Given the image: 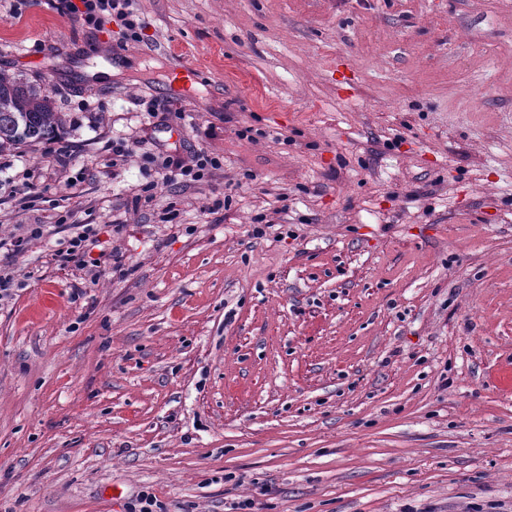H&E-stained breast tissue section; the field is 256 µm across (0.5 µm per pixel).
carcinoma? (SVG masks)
Listing matches in <instances>:
<instances>
[{"label":"carcinoma","instance_id":"cac0c4a2","mask_svg":"<svg viewBox=\"0 0 512 512\" xmlns=\"http://www.w3.org/2000/svg\"><path fill=\"white\" fill-rule=\"evenodd\" d=\"M66 124L51 90L0 73V152L49 139Z\"/></svg>","mask_w":512,"mask_h":512}]
</instances>
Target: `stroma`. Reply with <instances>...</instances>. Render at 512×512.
Here are the masks:
<instances>
[{
	"instance_id": "35a3bbf8",
	"label": "stroma",
	"mask_w": 512,
	"mask_h": 512,
	"mask_svg": "<svg viewBox=\"0 0 512 512\" xmlns=\"http://www.w3.org/2000/svg\"><path fill=\"white\" fill-rule=\"evenodd\" d=\"M135 7L126 44L0 0V72L68 114L0 153V235L44 227L0 304V512H512V0ZM61 224L124 273L73 296ZM158 169L162 172L163 178L179 182H198L201 181L210 169H219L221 167L220 159L205 155H198L185 162L167 155L160 157L157 161Z\"/></svg>"
}]
</instances>
